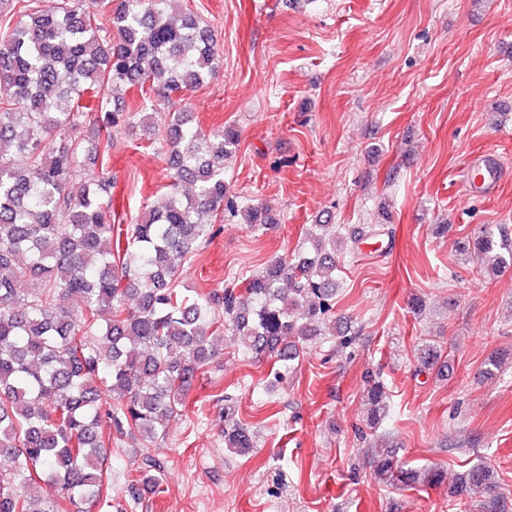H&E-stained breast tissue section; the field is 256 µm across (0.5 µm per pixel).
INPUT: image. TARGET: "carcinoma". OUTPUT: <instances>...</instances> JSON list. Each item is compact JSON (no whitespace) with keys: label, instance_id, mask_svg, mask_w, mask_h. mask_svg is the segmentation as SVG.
<instances>
[{"label":"carcinoma","instance_id":"carcinoma-1","mask_svg":"<svg viewBox=\"0 0 512 512\" xmlns=\"http://www.w3.org/2000/svg\"><path fill=\"white\" fill-rule=\"evenodd\" d=\"M184 0H0V512H94L109 504L107 449L126 437L154 443L186 407L197 374L224 351V333L287 371L321 329L336 331V247L313 225L304 249L271 259L233 287L193 294L183 268L238 206L224 160L232 126L206 132L177 105L223 60L211 30ZM136 92L134 104L125 97ZM173 108L154 125L149 109ZM138 123L166 158L169 192L125 232L112 184L85 177L108 164L112 137ZM271 223L269 207L243 211ZM477 252L480 275L512 266V237L483 225L459 253ZM442 346L420 342L423 369ZM367 427L387 415L384 385L367 381ZM224 445L253 433L224 404ZM380 484L438 485L440 471H402L387 448ZM57 489L54 498L43 486ZM490 466L448 488L481 512H501Z\"/></svg>","mask_w":512,"mask_h":512}]
</instances>
